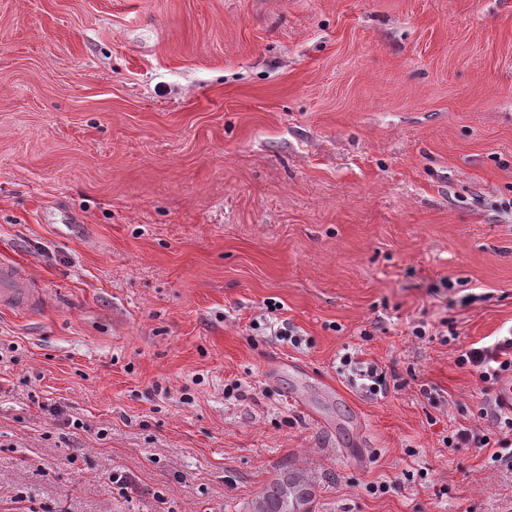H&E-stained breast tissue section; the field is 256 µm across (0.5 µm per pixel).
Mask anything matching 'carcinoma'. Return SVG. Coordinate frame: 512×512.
<instances>
[{"label": "carcinoma", "mask_w": 512, "mask_h": 512, "mask_svg": "<svg viewBox=\"0 0 512 512\" xmlns=\"http://www.w3.org/2000/svg\"><path fill=\"white\" fill-rule=\"evenodd\" d=\"M313 488L308 475L285 467L243 512H315Z\"/></svg>", "instance_id": "carcinoma-1"}]
</instances>
